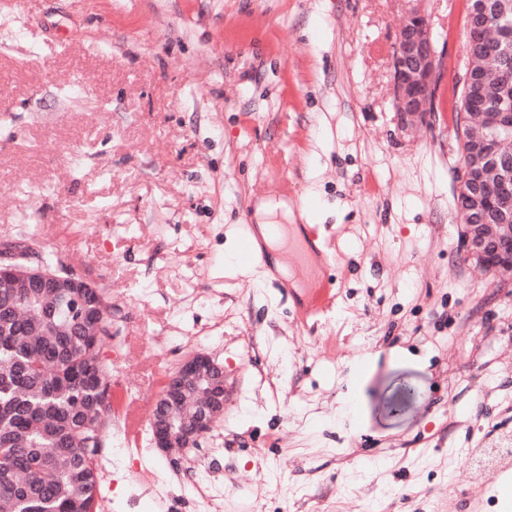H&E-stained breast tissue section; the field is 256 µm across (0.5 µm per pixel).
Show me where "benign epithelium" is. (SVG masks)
Masks as SVG:
<instances>
[{"label":"benign epithelium","instance_id":"benign-epithelium-1","mask_svg":"<svg viewBox=\"0 0 512 512\" xmlns=\"http://www.w3.org/2000/svg\"><path fill=\"white\" fill-rule=\"evenodd\" d=\"M439 54L432 39L424 13L410 12L398 33L393 56V94L395 107L405 124L424 122L432 116L430 93L437 85ZM461 242L469 259L500 279L512 278V225L484 224L482 211L472 209L464 215L461 227ZM31 252L22 255L14 249L0 251V288H12L20 279H25L28 288H61L78 296L88 304L91 301L88 289L93 284L72 273L53 271L38 263V270L31 271ZM207 364L218 373L223 369L206 355L197 354L186 359L167 377L164 386L173 393L188 379L200 364ZM166 410L160 404L151 419L152 438L156 447L196 448L200 440L212 430L207 419L206 408H200L187 431L180 435L161 433L157 430V418Z\"/></svg>","mask_w":512,"mask_h":512}]
</instances>
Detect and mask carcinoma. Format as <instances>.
<instances>
[{
  "label": "carcinoma",
  "mask_w": 512,
  "mask_h": 512,
  "mask_svg": "<svg viewBox=\"0 0 512 512\" xmlns=\"http://www.w3.org/2000/svg\"><path fill=\"white\" fill-rule=\"evenodd\" d=\"M485 39L467 27L466 58L481 81L460 85L451 107L462 148L485 133L480 114L512 109V89L500 68L512 69V0H483ZM503 162L485 172L483 189L512 182V129L496 130ZM86 310L68 293L0 288V502L10 512H102L97 457L112 419V371L100 349L112 322L110 304L95 289ZM213 374L186 390L176 410L194 411L201 391L220 396Z\"/></svg>",
  "instance_id": "carcinoma-1"
}]
</instances>
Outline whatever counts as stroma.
Instances as JSON below:
<instances>
[{"mask_svg": "<svg viewBox=\"0 0 512 512\" xmlns=\"http://www.w3.org/2000/svg\"><path fill=\"white\" fill-rule=\"evenodd\" d=\"M423 9L435 117L394 108ZM464 0H0V243L112 304L105 512H512L467 451L512 434V281L460 241ZM306 209L328 308L247 263L257 200ZM202 353L230 395L197 449L128 439ZM207 364L212 369H215L220 376H223V369L218 366L212 359L206 355L197 354L191 358L186 359L181 365L167 377L163 387H167L166 395L173 393L180 388V386L187 380L193 377V371L197 365Z\"/></svg>", "mask_w": 512, "mask_h": 512, "instance_id": "35a3bbf8", "label": "stroma"}]
</instances>
